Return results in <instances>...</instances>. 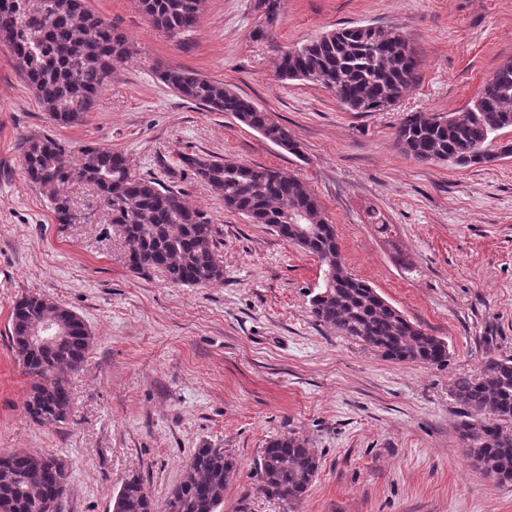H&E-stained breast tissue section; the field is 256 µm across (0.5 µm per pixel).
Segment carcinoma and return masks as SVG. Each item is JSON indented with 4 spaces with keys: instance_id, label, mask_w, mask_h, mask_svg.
<instances>
[{
    "instance_id": "obj_1",
    "label": "carcinoma",
    "mask_w": 512,
    "mask_h": 512,
    "mask_svg": "<svg viewBox=\"0 0 512 512\" xmlns=\"http://www.w3.org/2000/svg\"><path fill=\"white\" fill-rule=\"evenodd\" d=\"M149 23L178 40L201 24L205 0H140ZM267 26L278 20L281 0H258ZM0 43L7 45L18 72L41 107L60 125H75L94 111L114 64L131 53L128 39L85 0H37L26 10L21 0H0ZM418 59L397 31L385 34L373 25L331 30L281 54L283 81L320 84L349 112H380L414 82ZM160 79L183 100L211 112L232 115L264 139L299 153L288 126L246 95L190 68L167 69ZM512 127V61L500 66L480 95L463 112L445 116L413 112L401 121L397 145L422 165L467 168L512 155V143L498 144L499 132ZM22 153L31 183L47 189L56 221L71 224L76 214L61 188L74 179L101 193L111 223L127 245L126 266L136 275L160 270L170 282L205 287L224 280L222 228L202 210L187 206L181 189L131 170L116 149L86 146L72 158L69 146L48 135L27 137ZM189 166L224 202V210L254 224H267L283 239L327 259L322 285L314 289L311 312L323 325L350 336L395 362L440 365L448 346L411 322L371 285L341 269L336 230L321 202L299 177L277 168L233 159L190 158ZM318 225L310 237L298 236L292 225ZM65 321L69 334L51 347L29 341L33 324ZM9 338L24 374L30 378L25 409L37 425L66 422L73 411L69 377L91 346L83 318L64 306L46 304L45 295L19 298L11 311ZM453 392L467 409L457 425L464 454L471 465L499 483L512 482V358H491L479 377L460 376ZM319 458L304 440L276 436L267 441L256 462L259 490L296 504L315 481ZM237 469L235 456L224 448L203 446L189 458L182 481L158 504L142 479L123 481L112 512H217L224 488ZM70 475L52 455L0 453V512H42L47 500L61 501Z\"/></svg>"
}]
</instances>
